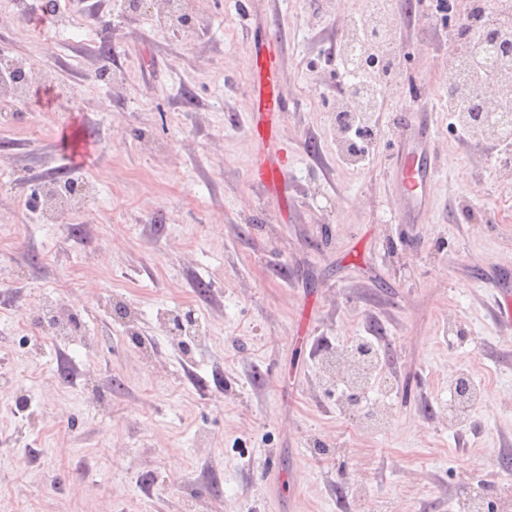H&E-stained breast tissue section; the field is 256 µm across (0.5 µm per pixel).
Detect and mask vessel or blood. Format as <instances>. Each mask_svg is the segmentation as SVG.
I'll list each match as a JSON object with an SVG mask.
<instances>
[{"instance_id":"vessel-or-blood-1","label":"vessel or blood","mask_w":512,"mask_h":512,"mask_svg":"<svg viewBox=\"0 0 512 512\" xmlns=\"http://www.w3.org/2000/svg\"><path fill=\"white\" fill-rule=\"evenodd\" d=\"M279 53L280 42L273 33L266 41L250 48L251 90L255 110L263 115L262 121L253 124L252 132L261 140L270 136L276 117L289 111L292 105L279 89ZM428 128L429 114L422 110L405 117L399 129L402 156L396 169V179L404 198L402 221L406 224L418 223L420 215L425 212L429 187L435 175V164L425 146Z\"/></svg>"}]
</instances>
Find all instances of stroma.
<instances>
[{
  "label": "stroma",
  "mask_w": 512,
  "mask_h": 512,
  "mask_svg": "<svg viewBox=\"0 0 512 512\" xmlns=\"http://www.w3.org/2000/svg\"><path fill=\"white\" fill-rule=\"evenodd\" d=\"M43 2L0 0V49L46 81L0 112V512H459L493 498L512 458V318L495 314L512 302V168L448 130L469 0H394L402 69L368 168L337 152L324 61L367 0H179L185 25L76 0L31 24ZM272 25L293 103L276 189L248 175L249 46ZM420 109L437 171L421 223L405 224L396 122ZM72 118L92 147L87 193L77 220L44 224L30 193L65 181ZM40 304L79 332L33 347L18 324ZM185 311L186 345L159 328ZM363 338L382 354L365 404L388 423L373 432L321 384L327 349ZM461 372L485 399L456 424Z\"/></svg>",
  "instance_id": "obj_1"
}]
</instances>
